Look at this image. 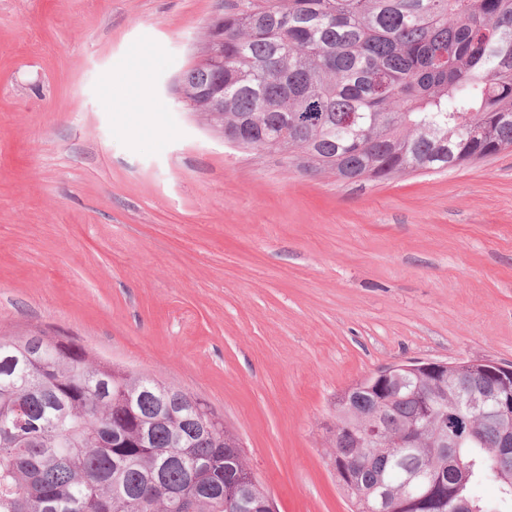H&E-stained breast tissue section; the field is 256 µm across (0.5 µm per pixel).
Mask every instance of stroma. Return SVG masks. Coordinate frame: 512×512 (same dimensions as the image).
I'll return each mask as SVG.
<instances>
[{
	"label": "stroma",
	"instance_id": "35a3bbf8",
	"mask_svg": "<svg viewBox=\"0 0 512 512\" xmlns=\"http://www.w3.org/2000/svg\"><path fill=\"white\" fill-rule=\"evenodd\" d=\"M218 0H0V332L203 397L278 512H351L334 398L407 360L512 366V149L310 177L201 127Z\"/></svg>",
	"mask_w": 512,
	"mask_h": 512
}]
</instances>
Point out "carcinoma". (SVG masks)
I'll use <instances>...</instances> for the list:
<instances>
[{
    "label": "carcinoma",
    "instance_id": "cac0c4a2",
    "mask_svg": "<svg viewBox=\"0 0 512 512\" xmlns=\"http://www.w3.org/2000/svg\"><path fill=\"white\" fill-rule=\"evenodd\" d=\"M210 37L187 105L224 108L226 136L262 114L248 148L309 174L385 181L512 147V0H224ZM487 385L472 362L337 393L351 512H512V449L495 452L512 410L464 406ZM208 410L64 336L0 333V512H249L268 493Z\"/></svg>",
    "mask_w": 512,
    "mask_h": 512
}]
</instances>
